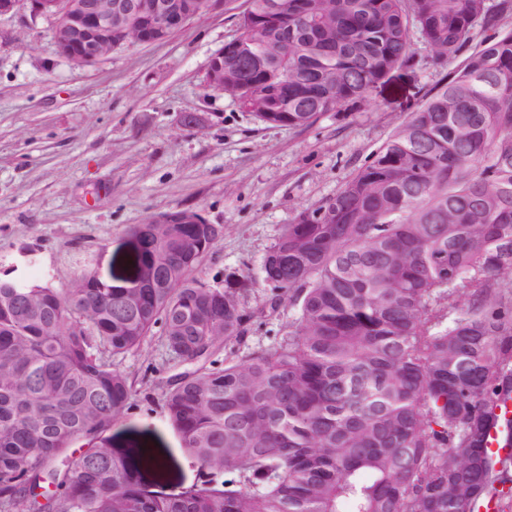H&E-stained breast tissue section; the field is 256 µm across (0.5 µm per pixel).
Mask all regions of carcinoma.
<instances>
[{
	"instance_id": "1",
	"label": "carcinoma",
	"mask_w": 512,
	"mask_h": 512,
	"mask_svg": "<svg viewBox=\"0 0 512 512\" xmlns=\"http://www.w3.org/2000/svg\"><path fill=\"white\" fill-rule=\"evenodd\" d=\"M224 91L309 127L413 58H466L371 160L282 228L254 308L193 277L224 232L136 224L137 288L0 274V512H512V31L487 0H246ZM288 331L241 355L251 326ZM159 338L188 370L169 421L200 467L146 490L101 441L133 403L112 358ZM84 443L81 453L72 446Z\"/></svg>"
}]
</instances>
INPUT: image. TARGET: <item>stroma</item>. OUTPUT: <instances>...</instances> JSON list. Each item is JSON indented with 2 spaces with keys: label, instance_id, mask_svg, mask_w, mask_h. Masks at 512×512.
Wrapping results in <instances>:
<instances>
[{
  "label": "stroma",
  "instance_id": "35a3bbf8",
  "mask_svg": "<svg viewBox=\"0 0 512 512\" xmlns=\"http://www.w3.org/2000/svg\"><path fill=\"white\" fill-rule=\"evenodd\" d=\"M245 7L233 0L164 42L123 46L79 70L58 54L51 20L29 23L23 9L0 18V265L12 278L64 288L86 266L123 274L129 227L190 209L224 227L198 278L255 306L262 260L283 225L333 196L443 75L415 32L412 66L361 106L307 128L264 123L205 85ZM114 364L136 395L102 437L117 451L134 440L158 448L169 476L149 488L178 495L199 466L164 408L170 355L153 335Z\"/></svg>",
  "mask_w": 512,
  "mask_h": 512
}]
</instances>
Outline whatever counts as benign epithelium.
Wrapping results in <instances>:
<instances>
[{
    "mask_svg": "<svg viewBox=\"0 0 512 512\" xmlns=\"http://www.w3.org/2000/svg\"><path fill=\"white\" fill-rule=\"evenodd\" d=\"M22 6L33 23L40 18L62 20L54 32L58 53L67 60L79 59L87 66L102 60L101 46L112 44L115 15L130 23L118 32L125 45L147 42L150 32L169 37L193 20L191 7L174 0H0V17L13 14ZM205 84L212 90H223L224 52L214 55Z\"/></svg>",
    "mask_w": 512,
    "mask_h": 512,
    "instance_id": "7a95c632",
    "label": "benign epithelium"
}]
</instances>
